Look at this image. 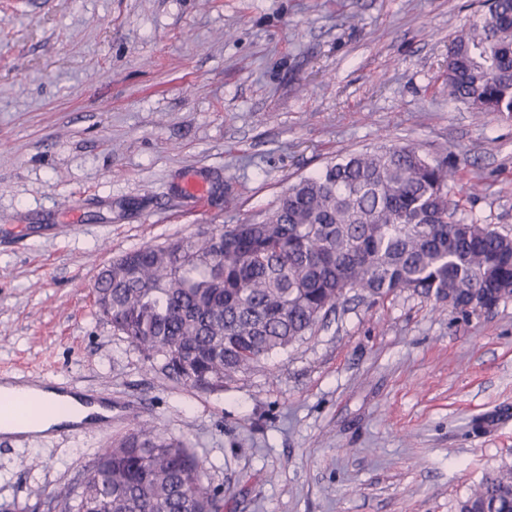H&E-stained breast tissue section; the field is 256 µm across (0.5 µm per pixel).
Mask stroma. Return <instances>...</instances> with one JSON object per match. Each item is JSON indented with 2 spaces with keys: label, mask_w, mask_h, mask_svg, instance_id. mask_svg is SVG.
<instances>
[{
  "label": "stroma",
  "mask_w": 512,
  "mask_h": 512,
  "mask_svg": "<svg viewBox=\"0 0 512 512\" xmlns=\"http://www.w3.org/2000/svg\"><path fill=\"white\" fill-rule=\"evenodd\" d=\"M481 4L0 0V374L112 399L111 431L0 437V512H64L133 423L192 448L224 512H456L512 464V298L465 317L354 290L214 393L170 382L92 300L114 257L264 216L384 145L452 156L457 217L512 232V119L444 83Z\"/></svg>",
  "instance_id": "35a3bbf8"
}]
</instances>
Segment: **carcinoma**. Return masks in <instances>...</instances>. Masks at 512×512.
<instances>
[{
	"instance_id": "obj_1",
	"label": "carcinoma",
	"mask_w": 512,
	"mask_h": 512,
	"mask_svg": "<svg viewBox=\"0 0 512 512\" xmlns=\"http://www.w3.org/2000/svg\"><path fill=\"white\" fill-rule=\"evenodd\" d=\"M448 45V99L512 118V0ZM453 166L417 147L348 154L289 185L261 220L149 245L112 260L99 313L172 381L217 392L312 332L354 289L403 290L466 314L512 298V234L456 219ZM68 498L75 512H224L183 442L136 426L89 464ZM459 512H512V466L487 475Z\"/></svg>"
}]
</instances>
